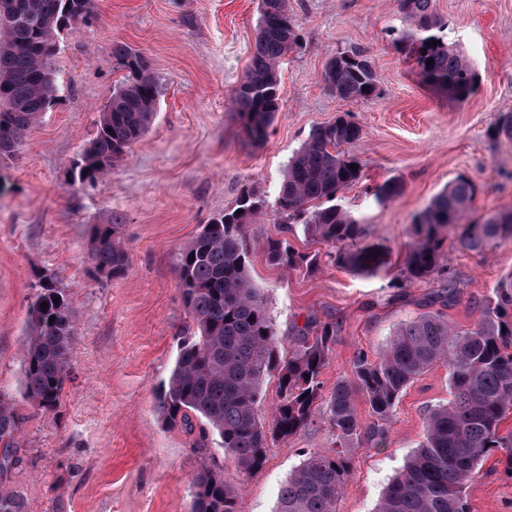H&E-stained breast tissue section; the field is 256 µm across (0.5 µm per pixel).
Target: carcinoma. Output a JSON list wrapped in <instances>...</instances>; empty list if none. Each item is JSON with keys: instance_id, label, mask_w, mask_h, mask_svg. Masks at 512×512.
<instances>
[{"instance_id": "obj_1", "label": "carcinoma", "mask_w": 512, "mask_h": 512, "mask_svg": "<svg viewBox=\"0 0 512 512\" xmlns=\"http://www.w3.org/2000/svg\"><path fill=\"white\" fill-rule=\"evenodd\" d=\"M93 7L94 0H0L1 161L17 154L58 99L53 66L57 40L88 19ZM398 9L408 28L396 32L394 44L414 60L420 81L453 101L466 98L475 74L452 42L435 0H398ZM301 49L288 0H260L249 63L230 96L231 111L253 142L266 139L280 111V64ZM112 56L127 77L113 90L80 160L72 163L73 187L110 173L156 115L159 85L147 56L125 44L115 45ZM430 59L433 64H426ZM322 79L344 100L378 94L371 62L357 52L329 58ZM362 138V127L346 113L313 129L288 160L274 209L282 224H300L305 233L331 245L330 261L374 274L384 261L362 245L361 225L336 204L339 193L362 179L361 162L344 149ZM352 164L358 168H350ZM399 193L400 185L392 180L373 190L379 203ZM476 193L472 179L459 177L415 215L403 285L426 283L445 273L442 244L457 228L460 243L478 253L512 239V208L470 217ZM265 207V199L243 188L235 207L204 225L178 253V284L193 334L185 337L167 381L156 393L164 422L198 433L203 442L218 438L219 447L248 474L263 465L268 448L308 425L315 406L323 404L335 449L306 457L282 487L277 512H336L348 476L350 447L364 430L375 439L384 435L381 428H363L355 396L363 395L373 414L386 421L404 389L442 364L448 367L454 400L428 413L423 442L387 487L377 512H470L465 488L481 460L501 449L512 470V432L501 434V423L512 412V271L500 280L473 328L460 331L442 313H424L399 325L377 359L358 353L356 385L339 382L326 397L320 376L336 342V326L322 325L311 341L301 336L288 359H282L277 329L250 279L246 226ZM116 228L111 223L88 229L91 260L110 278L127 270ZM260 249L268 262L287 271L317 268V256L294 251L286 238H267ZM43 302L48 308L41 307ZM76 335L65 289L53 278L41 279L28 307L23 387L45 410L58 405L70 378ZM273 370L279 373L278 392L268 424L261 415L263 383ZM19 430L13 406L0 397V470L12 461ZM237 498L238 488L224 475L205 470L195 481L191 512H237Z\"/></svg>"}]
</instances>
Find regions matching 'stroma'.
<instances>
[{"mask_svg":"<svg viewBox=\"0 0 512 512\" xmlns=\"http://www.w3.org/2000/svg\"><path fill=\"white\" fill-rule=\"evenodd\" d=\"M450 37L468 58L476 83L466 101L420 84L392 42L405 22L396 0H288L303 39L281 66V110L261 144L252 143L229 109L249 63L258 0H96L87 21L63 33L54 57L61 96L0 162V397L21 422L15 464L0 471V494L23 512H189L198 474L223 472L241 488L238 512H277L281 487L308 453L329 450L333 430L322 411L267 451L260 469L240 473L216 444L198 447L166 425L155 391L167 380L191 324L175 273L177 254L205 224L232 208L251 186L267 206L249 239L287 237L298 252L321 256L318 270L284 271L260 250L250 274L288 356L299 332L336 326L321 379L325 391L354 382L358 353L376 358L395 327L429 312L441 281L396 287L412 223L448 182L472 178L480 218L512 208V145L493 137L499 114L512 112V0H436ZM141 50L159 84L157 115L130 156L107 176L70 187L69 169L93 138L99 115L126 72L115 44ZM360 50L375 71L378 94L343 100L322 80L328 58ZM351 114L363 129L352 152L361 183L338 203L363 227V242L384 267L362 274L325 261V242L285 231L272 207L288 159L311 130ZM399 183L377 203L373 187ZM119 218L124 276L98 273L88 227ZM458 279L449 323L472 328L512 271V240L479 254L457 233L442 245ZM65 288L76 321L73 368L60 402L46 410L23 387L27 311L40 277ZM451 397L448 370L436 366L400 397L382 441L363 438L349 451V475L337 512H376L391 479L424 439L429 411ZM471 512H512V472L501 452L487 455L465 490Z\"/></svg>","mask_w":512,"mask_h":512,"instance_id":"obj_1","label":"stroma"}]
</instances>
